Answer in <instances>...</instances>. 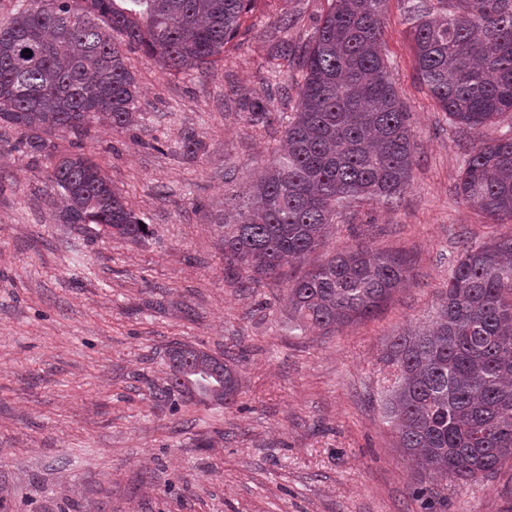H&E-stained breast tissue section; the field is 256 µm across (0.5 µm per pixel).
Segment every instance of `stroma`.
<instances>
[{
	"label": "stroma",
	"mask_w": 512,
	"mask_h": 512,
	"mask_svg": "<svg viewBox=\"0 0 512 512\" xmlns=\"http://www.w3.org/2000/svg\"><path fill=\"white\" fill-rule=\"evenodd\" d=\"M386 0L382 50L416 134L419 164L393 204L359 202L328 249L250 287L224 274V206L247 196L295 111L327 0H256L240 45L207 73H163L128 52L136 125L52 136L95 154L150 229L139 242L64 224L50 162L0 127V502L7 512H512V463L468 483L418 475L382 414L383 356L431 325L461 249L512 233L469 209L456 183L474 137L455 128L416 68L410 9ZM290 25L281 28L282 12ZM272 95L271 123L245 105ZM199 145L187 152L184 137ZM362 244L410 273L381 314L325 335L294 331L288 276ZM236 360L233 406L163 395L167 350Z\"/></svg>",
	"instance_id": "stroma-1"
}]
</instances>
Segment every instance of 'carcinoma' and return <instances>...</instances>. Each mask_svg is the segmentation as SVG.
Instances as JSON below:
<instances>
[{
    "label": "carcinoma",
    "instance_id": "1",
    "mask_svg": "<svg viewBox=\"0 0 512 512\" xmlns=\"http://www.w3.org/2000/svg\"><path fill=\"white\" fill-rule=\"evenodd\" d=\"M385 0H330L299 59L296 112L276 161L224 210V270L245 282L278 279L288 258L327 247L354 200L391 202L416 164L411 128L379 50ZM416 15L414 48L423 81L452 124L476 134L458 191L496 224L512 223V134L488 135L512 112V0H443ZM255 0H28L0 21V125L21 131L32 157L49 136H86L97 124L128 128L140 107L126 45L168 74L224 60ZM271 96L248 103L267 120ZM64 224H100L138 242L144 222L100 164L67 154L50 173ZM409 279L396 257L362 245L341 249L288 283L294 329L325 334L373 317ZM164 392L203 405L235 402L239 377L196 373L204 351L168 352ZM394 381L384 418L419 475L457 482L512 461V235L457 256L432 327L396 337L384 355Z\"/></svg>",
    "mask_w": 512,
    "mask_h": 512
}]
</instances>
